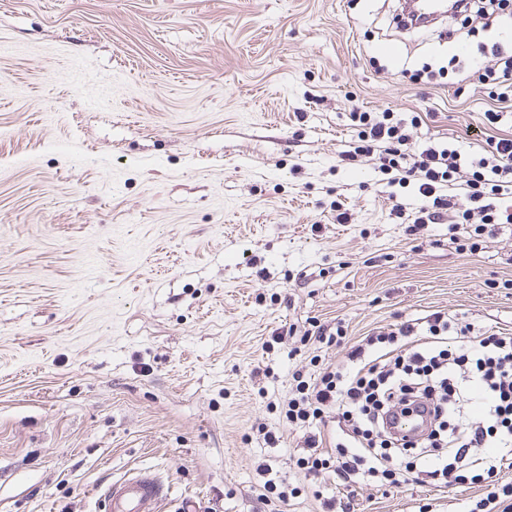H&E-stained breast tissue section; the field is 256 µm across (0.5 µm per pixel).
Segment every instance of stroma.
Wrapping results in <instances>:
<instances>
[{
  "label": "stroma",
  "instance_id": "1",
  "mask_svg": "<svg viewBox=\"0 0 512 512\" xmlns=\"http://www.w3.org/2000/svg\"><path fill=\"white\" fill-rule=\"evenodd\" d=\"M399 9L0 0V512H99L135 470L165 477L157 512H322L336 477L293 467L303 432L270 405L346 350L302 336L438 310L512 335V224L459 250L449 225L391 223L373 164L339 161L355 108L417 113L415 139L467 152L499 109L512 136V102L467 74L512 51V28L451 40L398 29ZM487 491L423 475L361 482L355 501L474 512Z\"/></svg>",
  "mask_w": 512,
  "mask_h": 512
}]
</instances>
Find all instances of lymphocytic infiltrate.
<instances>
[{
	"mask_svg": "<svg viewBox=\"0 0 512 512\" xmlns=\"http://www.w3.org/2000/svg\"><path fill=\"white\" fill-rule=\"evenodd\" d=\"M354 138L342 162L375 160L390 185H414L417 204L395 202V219L415 228L449 224L460 241L494 224H511L512 212L496 201L512 194V138L488 137L482 154L469 155L453 144L412 145L409 129L418 116L392 112L350 115ZM470 178H462L463 170ZM295 390L281 410L283 421L303 429L295 465L305 475L330 471L337 486L352 489L364 478L405 472L417 465L452 485L457 465L497 479L500 464L512 458V336L458 325L442 312L375 330L350 346L343 366H328L314 379L295 373ZM430 402L432 427L423 441L404 443L386 428L388 415L410 413ZM334 412L344 423L334 452L323 451L314 422Z\"/></svg>",
	"mask_w": 512,
	"mask_h": 512,
	"instance_id": "obj_1",
	"label": "lymphocytic infiltrate"
}]
</instances>
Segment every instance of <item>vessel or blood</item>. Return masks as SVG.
<instances>
[{
    "mask_svg": "<svg viewBox=\"0 0 512 512\" xmlns=\"http://www.w3.org/2000/svg\"><path fill=\"white\" fill-rule=\"evenodd\" d=\"M431 418L432 409L424 404L409 414L390 417L388 429L393 435L414 442L426 434ZM167 490V485L157 474L134 473L112 482L105 489V512H154Z\"/></svg>",
    "mask_w": 512,
    "mask_h": 512,
    "instance_id": "obj_1",
    "label": "vessel or blood"
}]
</instances>
